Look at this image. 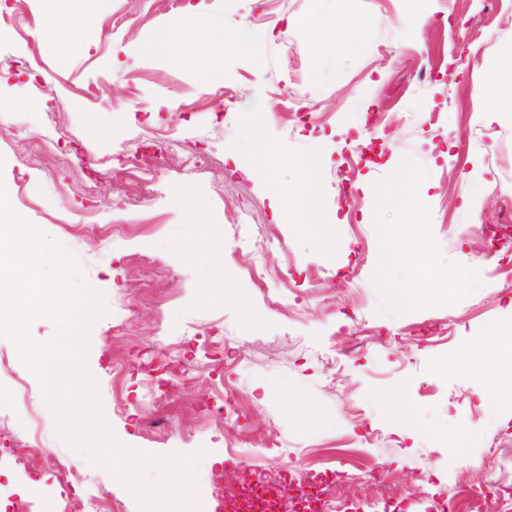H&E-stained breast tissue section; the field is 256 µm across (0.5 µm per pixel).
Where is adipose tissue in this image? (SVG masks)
Wrapping results in <instances>:
<instances>
[{"label":"adipose tissue","mask_w":512,"mask_h":512,"mask_svg":"<svg viewBox=\"0 0 512 512\" xmlns=\"http://www.w3.org/2000/svg\"><path fill=\"white\" fill-rule=\"evenodd\" d=\"M512 348V326L498 328L483 340L466 346L455 361L463 372L486 384L485 397L495 402L512 403V362L504 352Z\"/></svg>","instance_id":"obj_1"}]
</instances>
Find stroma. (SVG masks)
Wrapping results in <instances>:
<instances>
[{
    "label": "stroma",
    "mask_w": 512,
    "mask_h": 512,
    "mask_svg": "<svg viewBox=\"0 0 512 512\" xmlns=\"http://www.w3.org/2000/svg\"><path fill=\"white\" fill-rule=\"evenodd\" d=\"M0 0V170L13 207L63 244L108 312L92 327L86 365L103 416L123 445L198 457L195 512H224L240 455L253 474L285 483L296 469L340 483L330 512H435L479 475L512 492V407L437 361L512 325V108L480 110L476 79L512 60V0ZM82 14L96 36L72 47L67 25L43 37L40 19ZM223 44L182 53L210 20ZM261 23L260 34L251 31ZM359 25L355 37L337 28ZM161 32L171 42L144 51ZM302 102L309 134L284 110ZM169 136L159 171L125 176L131 150ZM290 162L275 182L245 175L255 138ZM58 142L68 159L19 163L29 141ZM315 164L322 232L276 220L274 190L300 191L299 161ZM415 173L422 223H403L377 190L396 162ZM350 166L353 190L338 178ZM483 192L471 207L469 182ZM110 224L96 238L79 224ZM208 234L212 248L197 246ZM420 239L433 266L462 277L426 306L393 308L412 273L402 251ZM266 264L272 309L243 276ZM292 277L282 279L284 267ZM122 334H114L116 325ZM173 343L188 375L144 349ZM173 396L153 408L158 380ZM232 388L222 403L224 388ZM401 393L410 420L394 424ZM51 464L19 468L31 414ZM0 506L26 496L42 512H91L90 495L133 494L56 432L38 381L0 338Z\"/></svg>",
    "instance_id": "1"
}]
</instances>
